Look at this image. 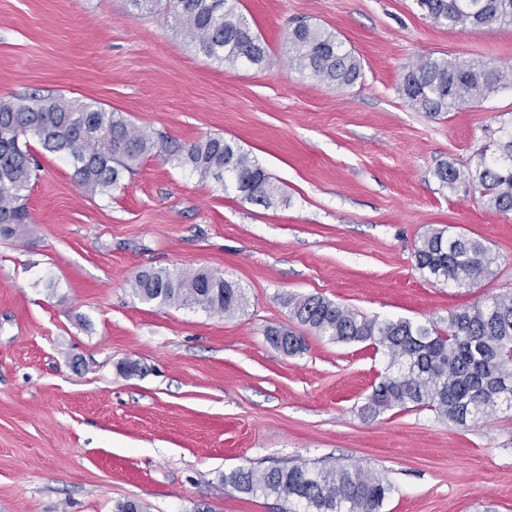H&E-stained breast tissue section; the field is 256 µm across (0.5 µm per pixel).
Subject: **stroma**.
Returning <instances> with one entry per match:
<instances>
[{
    "label": "stroma",
    "mask_w": 512,
    "mask_h": 512,
    "mask_svg": "<svg viewBox=\"0 0 512 512\" xmlns=\"http://www.w3.org/2000/svg\"><path fill=\"white\" fill-rule=\"evenodd\" d=\"M273 55L210 62L167 15L128 0H0V97L62 94L123 113L157 143L111 195L84 194L71 161L32 150L25 236L0 239V512H282L225 486L240 466L355 464L394 486L383 512H512V410L466 428L432 412L363 406L385 368L365 344L307 331L286 305L319 295L369 317L446 325L512 294V217L471 183L512 124V90L435 118L400 86L422 55L512 69V26L460 31L417 0H240ZM336 33L362 63L334 88L288 62L298 21ZM219 134L281 189L268 208L168 160ZM435 229L482 240L493 273L458 288L420 270ZM206 269L241 288L227 317L147 304L143 270ZM303 336L290 356L271 327Z\"/></svg>",
    "instance_id": "1"
}]
</instances>
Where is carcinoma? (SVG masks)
Segmentation results:
<instances>
[{"instance_id": "1", "label": "carcinoma", "mask_w": 512, "mask_h": 512, "mask_svg": "<svg viewBox=\"0 0 512 512\" xmlns=\"http://www.w3.org/2000/svg\"><path fill=\"white\" fill-rule=\"evenodd\" d=\"M165 2V12L196 52L228 65L271 64L267 44L255 34L238 0H130L144 9ZM435 23L462 31L491 24L512 25V0H419ZM289 62L326 85L344 87L362 76L360 60L336 35L307 23L288 33ZM512 88V70L486 62L422 56L404 75L408 104L436 117ZM496 149L478 155L465 174L442 163L435 176L451 187L472 181L485 206L512 214V128H500ZM35 138L48 152L69 159L77 185L91 196L112 194L127 173L150 155L155 142L120 112L63 96L0 98V237L27 233L31 223L24 192L38 168L30 150ZM175 160L203 179L233 189L241 201L271 206L280 194L271 175L231 140L209 135L176 152ZM419 269L456 287L476 288L492 273L494 258L479 239L435 231L415 251ZM131 288L145 303L198 306L231 316L243 307L242 291L210 272L145 270ZM290 314L316 335L343 343H369L383 351L387 365L363 410L376 415L396 407L429 410L466 428L499 407L512 409V295L492 297L448 314V325L367 317L317 295L290 296ZM269 342L288 355L305 339L285 327L266 331ZM224 485L251 496H274L285 512H382L394 486L357 465L317 467L285 462L259 472L239 467Z\"/></svg>"}]
</instances>
